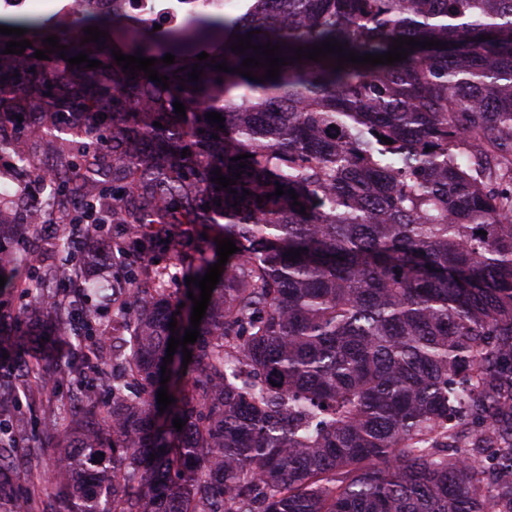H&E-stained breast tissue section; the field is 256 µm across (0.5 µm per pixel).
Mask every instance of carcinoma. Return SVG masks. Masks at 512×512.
I'll return each instance as SVG.
<instances>
[{"label": "carcinoma", "instance_id": "cac0c4a2", "mask_svg": "<svg viewBox=\"0 0 512 512\" xmlns=\"http://www.w3.org/2000/svg\"><path fill=\"white\" fill-rule=\"evenodd\" d=\"M53 25L26 23L24 70L0 37V152L29 172L27 192L48 191L40 223L100 239L122 227L134 311L129 322L115 309L110 326L84 312L87 360L63 374L80 384L120 358L124 375L106 401L83 389L65 428L43 425L28 447L60 449L58 512H512V0H241L236 14L197 12L163 31L127 14L84 18L125 55L212 44L196 82L190 64L183 82L158 69L165 89L90 43L34 58ZM250 31L284 56L326 40L361 55L398 37L447 48L338 70L335 54L303 58L259 83L235 72L253 50L231 49ZM81 52L102 65L67 62ZM222 62L234 72L216 71ZM142 98L155 110L132 109ZM218 168L241 173L235 192L213 182ZM23 208L0 192V213ZM221 220L239 251L191 361L166 365L179 314L165 276L202 273L170 230ZM28 234L41 254L73 250L65 230ZM157 249L165 265L138 261ZM0 276L36 295L30 318L51 314L66 332L54 262L0 247ZM163 365L186 371L171 404L180 431L158 417ZM37 379L29 362L0 372V388ZM8 468L0 451V499L24 512Z\"/></svg>", "mask_w": 512, "mask_h": 512}]
</instances>
